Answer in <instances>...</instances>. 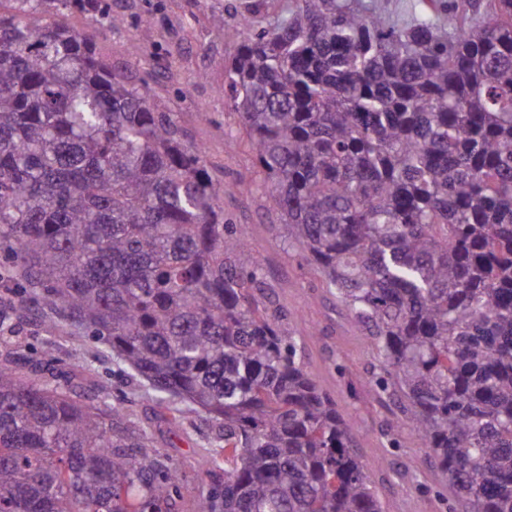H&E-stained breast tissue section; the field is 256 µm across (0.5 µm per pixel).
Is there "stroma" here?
Instances as JSON below:
<instances>
[{
  "mask_svg": "<svg viewBox=\"0 0 512 512\" xmlns=\"http://www.w3.org/2000/svg\"><path fill=\"white\" fill-rule=\"evenodd\" d=\"M251 2L109 0L112 21L96 25L95 46L133 82L147 81L151 103L176 113L188 141L203 145L205 167L224 190V218L246 231L273 300L304 332L306 367L350 422L351 446L367 468L384 512H468L415 428H394L398 401L369 392L376 360L367 337L352 326L336 292L324 288L311 267L287 250L268 195L255 188L261 178L256 152L224 83L225 67L237 48V23ZM220 15L227 20L222 30L214 24ZM43 320L37 312L17 325L14 336L0 342V361L20 351L62 371L77 365L83 396L121 409L145 430L155 454L179 463L176 512H197L211 484L197 461L218 440L208 415L188 409L181 426L170 427L154 392L113 361L102 345L62 323L45 330Z\"/></svg>",
  "mask_w": 512,
  "mask_h": 512,
  "instance_id": "35a3bbf8",
  "label": "stroma"
}]
</instances>
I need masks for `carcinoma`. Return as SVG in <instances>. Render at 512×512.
Here are the masks:
<instances>
[{
    "label": "carcinoma",
    "mask_w": 512,
    "mask_h": 512,
    "mask_svg": "<svg viewBox=\"0 0 512 512\" xmlns=\"http://www.w3.org/2000/svg\"><path fill=\"white\" fill-rule=\"evenodd\" d=\"M106 0L0 14V334L34 308L220 431L199 512H383L298 322L173 112L76 32ZM225 86L296 250L469 512H512V0H293ZM0 363V512H172L175 462L70 378Z\"/></svg>",
    "instance_id": "1"
}]
</instances>
